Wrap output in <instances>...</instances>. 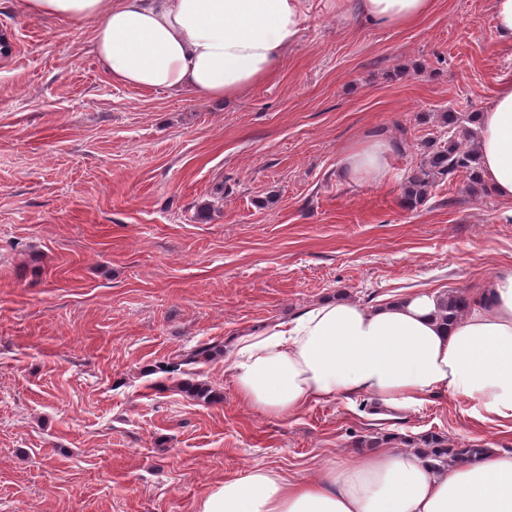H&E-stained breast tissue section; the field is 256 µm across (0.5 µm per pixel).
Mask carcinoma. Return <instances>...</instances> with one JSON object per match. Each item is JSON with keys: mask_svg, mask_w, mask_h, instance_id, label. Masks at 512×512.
<instances>
[{"mask_svg": "<svg viewBox=\"0 0 512 512\" xmlns=\"http://www.w3.org/2000/svg\"><path fill=\"white\" fill-rule=\"evenodd\" d=\"M477 113L461 114L459 112L440 113L438 127L440 135L423 141L425 159L416 168L410 170L403 184L404 205L414 210L423 205L430 194L432 186L440 180H447L458 173L467 176L470 186L480 184L479 157L476 144L462 145L458 136L459 129L467 124L477 125ZM470 302V296L462 293L446 296L442 305V318L455 319L460 316ZM222 352V345L202 343L195 348L158 367L159 372L174 377L185 373L183 367L212 361ZM189 396L197 399L211 400V390L204 384L190 381L179 382ZM419 448H425L426 454L442 465L457 462L464 458L488 452L482 446L466 445L450 448L443 438L433 432L408 440Z\"/></svg>", "mask_w": 512, "mask_h": 512, "instance_id": "obj_1", "label": "carcinoma"}]
</instances>
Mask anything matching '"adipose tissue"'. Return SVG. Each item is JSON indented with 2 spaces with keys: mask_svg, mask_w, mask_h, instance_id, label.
Wrapping results in <instances>:
<instances>
[{
  "mask_svg": "<svg viewBox=\"0 0 512 512\" xmlns=\"http://www.w3.org/2000/svg\"><path fill=\"white\" fill-rule=\"evenodd\" d=\"M433 0H356L360 19L406 26ZM33 18L92 23L93 51L116 83L189 88L211 100L240 96L280 69L308 20V0H23ZM480 182L512 201V76L479 114ZM391 145L344 154L353 179H383ZM478 302L442 322L437 291L365 307L317 303L290 322L240 340L232 376L241 399L288 418L310 404L370 395L409 408L433 394L465 401L479 421L512 423V266L473 292ZM196 512H512V453L491 451L445 467L418 448H377L291 479L271 468L225 480Z\"/></svg>",
  "mask_w": 512,
  "mask_h": 512,
  "instance_id": "1",
  "label": "adipose tissue"
}]
</instances>
